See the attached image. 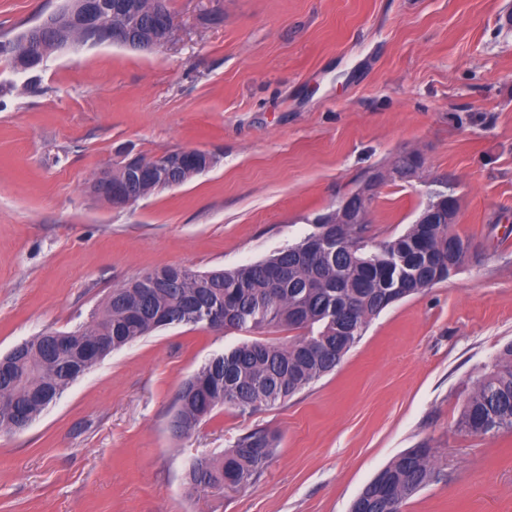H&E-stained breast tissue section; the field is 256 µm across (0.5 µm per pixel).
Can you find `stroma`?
<instances>
[{
	"label": "stroma",
	"instance_id": "1",
	"mask_svg": "<svg viewBox=\"0 0 512 512\" xmlns=\"http://www.w3.org/2000/svg\"><path fill=\"white\" fill-rule=\"evenodd\" d=\"M64 0H0L15 40ZM152 51L81 45L36 74L0 58V355L89 321L113 288L164 265L232 269L315 230L372 171L373 242L432 192L459 197L468 261L384 309L334 371L187 437L182 384L275 330L158 329L113 351L27 428L0 436V512H350L395 456L426 446L436 481L403 512H512V432L468 435L474 382L512 344V0H169ZM196 149L214 165L115 207L91 191L125 151ZM278 448L259 482L200 491L188 472L248 433Z\"/></svg>",
	"mask_w": 512,
	"mask_h": 512
}]
</instances>
